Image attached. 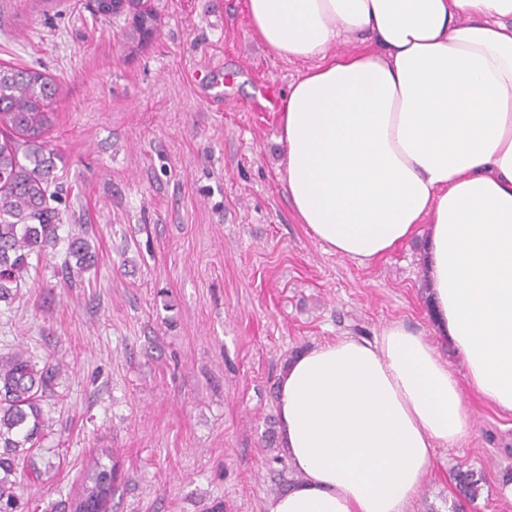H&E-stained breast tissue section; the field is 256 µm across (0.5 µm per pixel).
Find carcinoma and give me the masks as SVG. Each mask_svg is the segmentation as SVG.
Wrapping results in <instances>:
<instances>
[{
  "instance_id": "obj_1",
  "label": "carcinoma",
  "mask_w": 512,
  "mask_h": 512,
  "mask_svg": "<svg viewBox=\"0 0 512 512\" xmlns=\"http://www.w3.org/2000/svg\"><path fill=\"white\" fill-rule=\"evenodd\" d=\"M134 32L149 37L155 18L144 0H129ZM56 87L45 72L33 67L0 64V301L12 302L21 288L31 255L54 248L60 227L52 190L56 181L54 154L46 135L55 126ZM88 229L71 236L66 266L68 277L80 276L94 258ZM52 367H38L24 351L0 356V512H21L14 476L30 464L32 479H39L30 449L44 437L46 420L42 403L54 396ZM119 466L95 461L66 512H110ZM460 501L472 504L480 496L485 476L475 470L454 477Z\"/></svg>"
}]
</instances>
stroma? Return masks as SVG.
Instances as JSON below:
<instances>
[{
	"mask_svg": "<svg viewBox=\"0 0 512 512\" xmlns=\"http://www.w3.org/2000/svg\"><path fill=\"white\" fill-rule=\"evenodd\" d=\"M243 5L153 0L138 45L95 0H0V63L58 87L59 240L0 303V354L62 365L31 451L41 477L16 475L27 512H59L98 455L122 473L112 512H268L293 476L265 438L287 359L391 321L434 328L423 240L362 268L296 222L279 107L306 65L275 57ZM213 69L220 96L203 82ZM79 224L95 265L70 280ZM463 398L472 430L437 449L407 512H457L460 469L486 478L467 512H512V415Z\"/></svg>",
	"mask_w": 512,
	"mask_h": 512,
	"instance_id": "1",
	"label": "stroma"
}]
</instances>
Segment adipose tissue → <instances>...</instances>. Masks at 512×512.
Segmentation results:
<instances>
[{
  "instance_id": "obj_1",
  "label": "adipose tissue",
  "mask_w": 512,
  "mask_h": 512,
  "mask_svg": "<svg viewBox=\"0 0 512 512\" xmlns=\"http://www.w3.org/2000/svg\"><path fill=\"white\" fill-rule=\"evenodd\" d=\"M278 58L310 67L280 115L298 223L367 267L426 237L438 335L401 321L300 352L278 437L301 479L269 512H406L471 426L462 388L512 414V0H245ZM366 36L379 49L335 55Z\"/></svg>"
}]
</instances>
